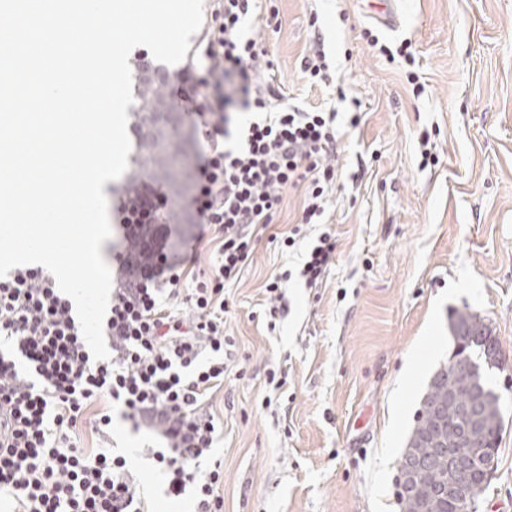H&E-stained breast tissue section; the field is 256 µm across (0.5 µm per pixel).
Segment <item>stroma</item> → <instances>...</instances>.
<instances>
[{"label":"stroma","mask_w":512,"mask_h":512,"mask_svg":"<svg viewBox=\"0 0 512 512\" xmlns=\"http://www.w3.org/2000/svg\"><path fill=\"white\" fill-rule=\"evenodd\" d=\"M261 6L274 19L256 35L284 104L338 112L342 177L326 218L338 246L322 286L291 280L270 318L266 280L297 270L315 238L307 229L282 251L301 199L288 189L224 290L234 347L210 400L224 424V512H398L401 456L455 350L448 317L465 308L506 360L490 373L504 429L477 512H512V0H395L392 25L380 0ZM317 42L331 81L312 87L302 64ZM273 367L287 374L277 393ZM80 439L131 457L143 445L118 416L111 435L85 426Z\"/></svg>","instance_id":"stroma-1"}]
</instances>
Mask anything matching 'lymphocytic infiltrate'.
I'll list each match as a JSON object with an SVG mask.
<instances>
[{"mask_svg":"<svg viewBox=\"0 0 512 512\" xmlns=\"http://www.w3.org/2000/svg\"><path fill=\"white\" fill-rule=\"evenodd\" d=\"M265 17L258 0H213L172 85L206 143L188 208L198 226L181 255L169 250V196L154 182L134 187L118 208L124 237L141 249L139 269L122 265L103 331L112 356L94 359L71 299L40 266L0 277V497L13 512H149L126 456L84 448L82 426L106 435L113 406L134 429L160 436L141 458L168 478L167 494H191L193 512H224L223 437L206 409L224 384V290L235 283L290 187H303L301 224L283 238L293 248L304 224H321L337 173L336 110L282 104L271 63L254 35ZM212 267H194L204 248ZM323 227L298 273L322 283L336 258ZM291 272L270 277L271 313Z\"/></svg>","mask_w":512,"mask_h":512,"instance_id":"lymphocytic-infiltrate-1","label":"lymphocytic infiltrate"}]
</instances>
